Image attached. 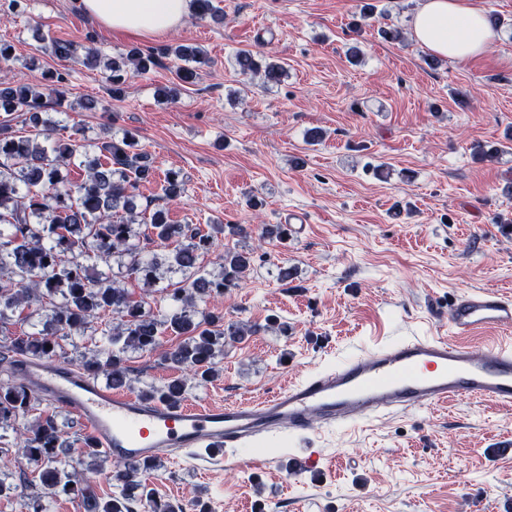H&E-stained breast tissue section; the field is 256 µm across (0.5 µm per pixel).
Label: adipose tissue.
<instances>
[{"label": "adipose tissue", "mask_w": 512, "mask_h": 512, "mask_svg": "<svg viewBox=\"0 0 512 512\" xmlns=\"http://www.w3.org/2000/svg\"><path fill=\"white\" fill-rule=\"evenodd\" d=\"M85 15L107 29L141 36L175 30L190 0H79ZM411 38L433 54L463 62L484 52L498 34L467 0H421L410 21Z\"/></svg>", "instance_id": "obj_1"}]
</instances>
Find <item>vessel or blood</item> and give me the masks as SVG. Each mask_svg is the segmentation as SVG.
I'll return each instance as SVG.
<instances>
[{"instance_id": "1", "label": "vessel or blood", "mask_w": 512, "mask_h": 512, "mask_svg": "<svg viewBox=\"0 0 512 512\" xmlns=\"http://www.w3.org/2000/svg\"><path fill=\"white\" fill-rule=\"evenodd\" d=\"M512 327V294L479 289L450 303L449 333L374 344L362 354L320 368L270 395L222 405L173 406L109 388L60 361L31 359L20 370L50 401L69 409L98 448L147 462L172 450L230 448L277 436L302 443L305 467L317 464L306 442L322 427L350 426L388 413L455 400L512 407V342L496 337ZM490 336L481 346L470 339Z\"/></svg>"}]
</instances>
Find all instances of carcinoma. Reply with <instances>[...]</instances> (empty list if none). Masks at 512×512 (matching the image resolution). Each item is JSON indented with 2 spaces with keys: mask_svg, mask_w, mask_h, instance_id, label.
<instances>
[{
  "mask_svg": "<svg viewBox=\"0 0 512 512\" xmlns=\"http://www.w3.org/2000/svg\"><path fill=\"white\" fill-rule=\"evenodd\" d=\"M193 13L201 20L224 18L214 0H192ZM51 54L61 62L79 60L85 66H102L110 71L112 96L124 91L128 72L146 73L155 66L150 53L134 49L106 58L94 39L79 46L72 41L46 37ZM176 59L191 61L193 67L177 69L182 83H193L201 66L209 64L200 48L178 46ZM235 71L258 76L265 85L281 82L284 64L264 62L251 49L239 51ZM44 94L28 87L0 83V109L21 112L42 139L15 133L0 124V498L14 490L4 475L11 464V448L36 466L42 492L24 503L26 512H49L45 494L80 498L86 512H134L138 503L148 512H182V507L158 497L147 476L160 463H112V485L116 491L107 499L90 495L71 473L57 466L70 443L62 438V425L54 415L32 421L29 414L40 402L38 389L16 374L27 358L60 360V340L73 335L87 337L76 359L78 369L97 379L105 377L112 386L131 384L127 353H154L161 336L182 338L160 355L170 367L185 371L157 386L146 384L140 397L182 403L189 392L222 375L218 357L227 341L241 340L254 333L252 327L224 323L223 317L197 308V303L224 296L239 286L254 265V252L234 248L220 256L219 270L207 272L198 265L201 256L215 247L216 234L246 239L252 229L243 224H215L203 232L193 224H172L166 206L153 210L138 208L139 188L149 183L156 168L151 155L139 144L137 134L114 135L107 127L98 144L102 158L82 161L85 177L72 182L62 172L83 155L84 144L76 137L57 136L59 121L43 116ZM181 171L168 170L163 179L161 200L173 202L185 192ZM116 254L127 257L118 272L97 271L89 261L108 263ZM184 277L162 289L167 308L154 311L144 300L132 298L125 281H138L149 288L160 279V271ZM22 318L44 314L39 331L9 332L14 314ZM14 433L13 440L6 431Z\"/></svg>",
  "mask_w": 512,
  "mask_h": 512,
  "instance_id": "cac0c4a2",
  "label": "carcinoma"
}]
</instances>
